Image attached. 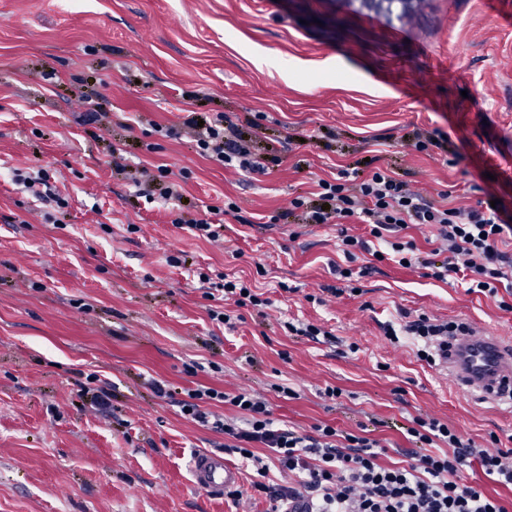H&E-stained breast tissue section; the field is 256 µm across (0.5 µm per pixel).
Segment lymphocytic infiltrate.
Returning <instances> with one entry per match:
<instances>
[{"instance_id":"lymphocytic-infiltrate-1","label":"lymphocytic infiltrate","mask_w":512,"mask_h":512,"mask_svg":"<svg viewBox=\"0 0 512 512\" xmlns=\"http://www.w3.org/2000/svg\"><path fill=\"white\" fill-rule=\"evenodd\" d=\"M197 153L218 164L256 174L266 173L267 156L252 152L236 124L224 115L205 119L189 114ZM318 202L296 197L292 206L305 224H339L352 218L367 224L374 238L387 240L392 261L425 270L427 277L447 281L465 274L472 292L497 296L512 280V255L501 250L512 239V221L501 208L438 205L384 170L351 181L340 171L336 181H319ZM410 224L436 229L438 247L420 254L404 239ZM462 322L437 323L427 315L406 322L401 331L423 340L419 357L434 360L449 337L466 332ZM230 403L240 409L241 422H229L207 411V402ZM184 417L224 432L226 455H236L257 474L252 487L265 495L268 512H286L288 504L306 500L310 512H508L499 500L476 486L462 483L460 473L478 465L482 473L512 486V449L476 444L435 418L416 419L408 433L419 445L412 463L385 467L380 440L342 434L329 425L312 432L284 429L265 400L246 392L230 394L211 387L188 391L181 403ZM292 474L293 482L269 481L271 464Z\"/></svg>"}]
</instances>
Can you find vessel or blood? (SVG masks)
Wrapping results in <instances>:
<instances>
[{
	"instance_id": "obj_1",
	"label": "vessel or blood",
	"mask_w": 512,
	"mask_h": 512,
	"mask_svg": "<svg viewBox=\"0 0 512 512\" xmlns=\"http://www.w3.org/2000/svg\"><path fill=\"white\" fill-rule=\"evenodd\" d=\"M440 365L453 384L495 402L512 403L511 338L474 325L470 335L449 337ZM191 467L196 488L212 497L223 496L240 483L238 471L215 453L195 456Z\"/></svg>"
}]
</instances>
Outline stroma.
Segmentation results:
<instances>
[{"label":"stroma","instance_id":"35a3bbf8","mask_svg":"<svg viewBox=\"0 0 512 512\" xmlns=\"http://www.w3.org/2000/svg\"><path fill=\"white\" fill-rule=\"evenodd\" d=\"M90 103L109 119L78 124ZM190 111L227 114L275 163L254 177L155 133ZM143 160L189 171L179 210L138 195L127 170ZM38 166L68 198L52 224L14 181ZM347 167L512 213V0H423L406 18L362 0H0V512H266L238 457L242 499L194 487L193 457L224 445L181 413L203 386L261 397L285 427H367L388 467L407 460L416 417L511 439L512 411L383 327L424 313L512 337V288L469 294L363 252L355 290L336 296L340 232L366 239L368 225L281 218ZM228 199L256 224L225 216L212 243L174 223ZM202 272L241 276L269 304L218 324ZM292 319L334 338L289 335ZM92 372L112 385L104 414L82 390Z\"/></svg>","mask_w":512,"mask_h":512}]
</instances>
